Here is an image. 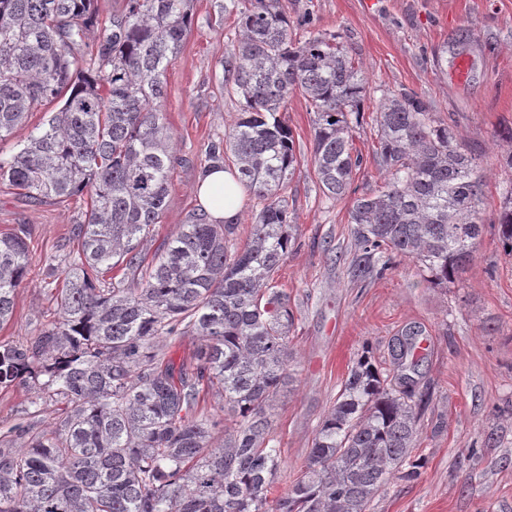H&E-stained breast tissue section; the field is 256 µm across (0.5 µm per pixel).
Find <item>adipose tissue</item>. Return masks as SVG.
Masks as SVG:
<instances>
[{"label": "adipose tissue", "mask_w": 512, "mask_h": 512, "mask_svg": "<svg viewBox=\"0 0 512 512\" xmlns=\"http://www.w3.org/2000/svg\"><path fill=\"white\" fill-rule=\"evenodd\" d=\"M205 219L211 224H233L239 217L243 186L221 168L210 170L196 186Z\"/></svg>", "instance_id": "adipose-tissue-1"}]
</instances>
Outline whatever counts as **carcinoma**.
<instances>
[{"label":"carcinoma","mask_w":512,"mask_h":512,"mask_svg":"<svg viewBox=\"0 0 512 512\" xmlns=\"http://www.w3.org/2000/svg\"><path fill=\"white\" fill-rule=\"evenodd\" d=\"M191 0H126L100 22L94 0H0V140L44 102L57 108L23 147L0 157L33 203L88 197L62 287L59 322L25 345L0 341V388L31 382L67 403L56 431L22 421L0 434V512H368L390 477L416 480L412 458L426 396L389 383L361 356L324 415L300 475L269 498L280 471L269 411L289 379L288 293L273 275L293 235L284 191L298 169L279 112L300 93L316 115L314 164L324 194L351 190L367 80L334 34L294 43L280 0L239 11L224 72L244 108L203 171L231 154L259 200L250 238L201 218L151 262L141 246L167 207L175 157L161 112L166 68L182 47ZM97 42H85L95 28ZM384 186L355 198L349 274L378 279L405 257L448 286L484 229L485 171L412 93L375 116ZM497 231L512 255V197ZM32 265L23 237L0 235V328ZM121 269V277L110 276ZM200 341L190 372L160 343ZM224 404L199 411L200 395ZM224 427V444H211ZM17 437L26 447L14 448Z\"/></svg>","instance_id":"carcinoma-1"}]
</instances>
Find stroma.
<instances>
[{
	"mask_svg": "<svg viewBox=\"0 0 512 512\" xmlns=\"http://www.w3.org/2000/svg\"><path fill=\"white\" fill-rule=\"evenodd\" d=\"M223 0H193L192 22L169 63L162 112L176 162L167 208L143 243L146 256L199 215L195 187L211 143L223 141L242 110L228 92L224 58L237 29ZM300 42L309 32L341 37L367 78L363 117L353 143L363 157L353 191L327 199L315 172V115L291 94L280 111L291 129L300 170L285 196L296 244L274 274L287 291L291 379L270 412L282 465L272 488L285 496L307 459L327 409L363 353L389 361L405 331L417 334L416 390H430L413 454L417 480L393 476L369 512H512V256L498 242L497 213L512 192V170L499 162L512 145L499 132L512 127V0H283ZM467 59L465 79L457 60ZM409 92L435 119L448 122L457 143L480 154L486 168L484 230L455 284L430 281L414 261L397 259L380 279L353 281L356 250L349 222L355 193L378 189L373 118L385 96ZM78 199L29 202L0 182V233H23L31 271L15 295L0 340L29 342L57 322L49 285L75 250Z\"/></svg>",
	"mask_w": 512,
	"mask_h": 512,
	"instance_id": "stroma-1",
	"label": "stroma"
}]
</instances>
